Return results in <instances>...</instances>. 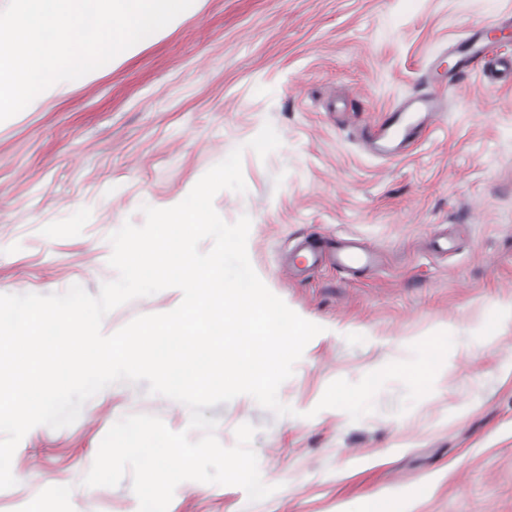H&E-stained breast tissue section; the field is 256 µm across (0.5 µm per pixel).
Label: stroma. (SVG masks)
I'll return each mask as SVG.
<instances>
[{"instance_id": "35a3bbf8", "label": "stroma", "mask_w": 512, "mask_h": 512, "mask_svg": "<svg viewBox=\"0 0 512 512\" xmlns=\"http://www.w3.org/2000/svg\"><path fill=\"white\" fill-rule=\"evenodd\" d=\"M512 18V0H204L169 34L0 122V294H98L114 280L111 233L168 208L235 148L245 193L213 205L248 215L266 286L322 331L278 390L291 414L248 395L204 409L227 448L252 424L267 498L180 483L168 512H361L415 496L412 512H512V85L455 76L470 27ZM446 85L440 127L386 160L362 127ZM281 144L249 148L264 125ZM357 239L379 256L356 274L290 260L307 237ZM453 239L448 253L431 242ZM167 288L104 318L109 335L176 308ZM447 361L428 362L426 343ZM118 383L72 425L17 446L0 512H138L131 477L83 486L109 428L130 414L189 430L190 411Z\"/></svg>"}]
</instances>
